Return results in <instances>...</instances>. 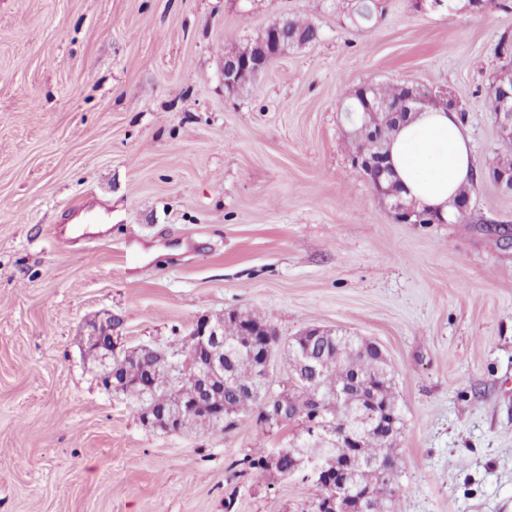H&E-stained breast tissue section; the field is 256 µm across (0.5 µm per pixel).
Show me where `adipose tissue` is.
<instances>
[{
	"mask_svg": "<svg viewBox=\"0 0 512 512\" xmlns=\"http://www.w3.org/2000/svg\"><path fill=\"white\" fill-rule=\"evenodd\" d=\"M387 150L404 197L442 214L475 167L465 126L456 112L441 106L415 112Z\"/></svg>",
	"mask_w": 512,
	"mask_h": 512,
	"instance_id": "ef3b65f1",
	"label": "adipose tissue"
}]
</instances>
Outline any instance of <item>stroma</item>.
Here are the masks:
<instances>
[{"label":"stroma","mask_w":512,"mask_h":512,"mask_svg":"<svg viewBox=\"0 0 512 512\" xmlns=\"http://www.w3.org/2000/svg\"><path fill=\"white\" fill-rule=\"evenodd\" d=\"M0 0V512H306L314 487L243 465L277 429L146 428L103 383L90 322L175 354L200 318L273 316L268 386L321 327L383 349L406 512H512V194L483 178L445 224H401L350 165L364 84L446 91L477 170L504 152L483 99L512 0ZM319 30L250 85L224 53L273 22ZM94 201L103 232L69 233Z\"/></svg>","instance_id":"1"}]
</instances>
